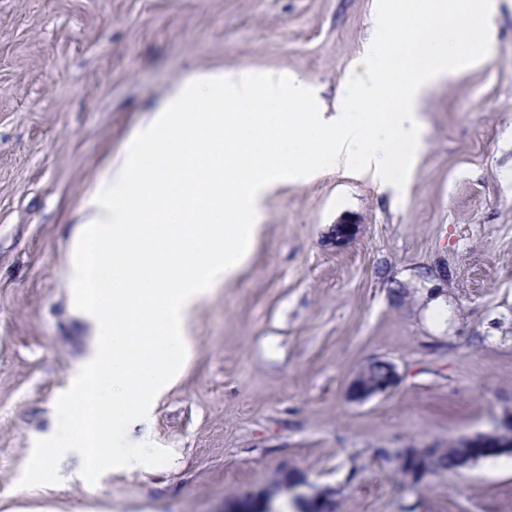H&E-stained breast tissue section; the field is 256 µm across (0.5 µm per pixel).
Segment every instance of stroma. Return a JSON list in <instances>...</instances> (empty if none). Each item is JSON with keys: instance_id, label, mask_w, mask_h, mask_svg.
<instances>
[{"instance_id": "1", "label": "stroma", "mask_w": 512, "mask_h": 512, "mask_svg": "<svg viewBox=\"0 0 512 512\" xmlns=\"http://www.w3.org/2000/svg\"><path fill=\"white\" fill-rule=\"evenodd\" d=\"M377 0H0V512H264L302 474L339 512H512V455L407 487L390 455L512 412V0L485 60L432 86L402 187L343 167L285 180L238 269L197 308L177 383L130 443L173 458L99 483L18 480L92 338L64 278L81 196L176 80L295 76L334 115ZM357 227L343 245L335 224ZM393 392L356 403L355 371Z\"/></svg>"}]
</instances>
